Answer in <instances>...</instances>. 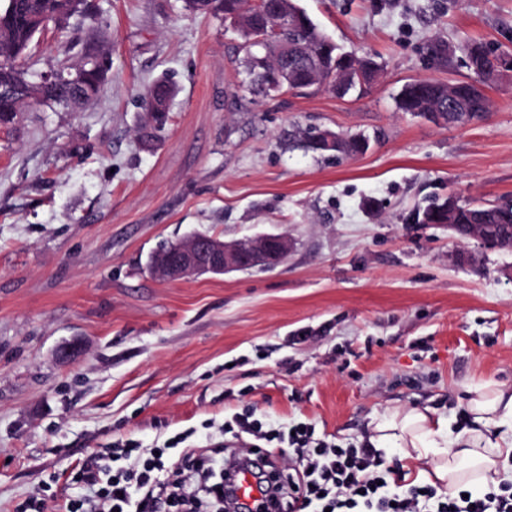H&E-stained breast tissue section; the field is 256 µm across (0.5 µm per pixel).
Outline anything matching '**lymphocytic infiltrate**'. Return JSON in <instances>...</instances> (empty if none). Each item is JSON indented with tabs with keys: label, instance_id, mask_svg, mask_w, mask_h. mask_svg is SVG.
Masks as SVG:
<instances>
[{
	"label": "lymphocytic infiltrate",
	"instance_id": "lymphocytic-infiltrate-1",
	"mask_svg": "<svg viewBox=\"0 0 512 512\" xmlns=\"http://www.w3.org/2000/svg\"><path fill=\"white\" fill-rule=\"evenodd\" d=\"M235 426L258 440L286 438L297 468L294 480L278 491L291 493L289 512H512L508 482L466 497L443 498L429 485L391 482L377 449L312 444L300 423L287 436L245 416ZM181 458L187 466L171 479L166 472L174 468L165 449H105L91 456L79 475L95 487V495L72 504L69 512H224L223 454L206 457L200 467L190 464L189 450H182Z\"/></svg>",
	"mask_w": 512,
	"mask_h": 512
}]
</instances>
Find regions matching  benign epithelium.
I'll return each mask as SVG.
<instances>
[{
    "instance_id": "1",
    "label": "benign epithelium",
    "mask_w": 512,
    "mask_h": 512,
    "mask_svg": "<svg viewBox=\"0 0 512 512\" xmlns=\"http://www.w3.org/2000/svg\"><path fill=\"white\" fill-rule=\"evenodd\" d=\"M257 4L267 17L268 24L275 32L297 23V17L288 9V0H257ZM296 46L286 42L271 44L262 39L256 40L255 53L249 56L245 68L247 79L265 82L271 90H278V84L272 79L267 62L273 56L286 61ZM106 74L105 57L94 59L91 67L62 64L40 74L38 85L66 82L87 95L92 94V79ZM291 249L286 235H257L245 241L225 242L216 237L196 235L174 255L155 253L150 265L163 277L179 280L204 274L224 275L253 267H269L283 261Z\"/></svg>"
}]
</instances>
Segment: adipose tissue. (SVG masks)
<instances>
[{"mask_svg":"<svg viewBox=\"0 0 512 512\" xmlns=\"http://www.w3.org/2000/svg\"><path fill=\"white\" fill-rule=\"evenodd\" d=\"M473 428L449 436L448 421L416 408L398 410L376 422L372 442L378 448L401 449L405 458L430 460L424 481L448 489L460 484L482 487L496 482L500 463L512 460V393L499 389L472 399ZM496 437H488V430Z\"/></svg>","mask_w":512,"mask_h":512,"instance_id":"ef3b65f1","label":"adipose tissue"}]
</instances>
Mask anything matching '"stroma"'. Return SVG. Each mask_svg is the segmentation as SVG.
Here are the masks:
<instances>
[{
  "label": "stroma",
  "instance_id": "stroma-1",
  "mask_svg": "<svg viewBox=\"0 0 512 512\" xmlns=\"http://www.w3.org/2000/svg\"><path fill=\"white\" fill-rule=\"evenodd\" d=\"M344 51L378 65L361 95L261 96L238 34L183 0H93L109 68L75 112L0 125V512H67L96 451L183 440L225 447V422L311 425L342 447L397 409L469 428L486 384L512 390V249L415 214L455 195L512 200V75L465 127L398 111L415 79L473 76L462 46L512 50V0H298ZM177 84L159 138L142 94ZM363 134L319 155L304 131ZM197 231L283 234L270 270L168 281L149 259ZM82 345L64 360L66 343Z\"/></svg>",
  "mask_w": 512,
  "mask_h": 512
}]
</instances>
